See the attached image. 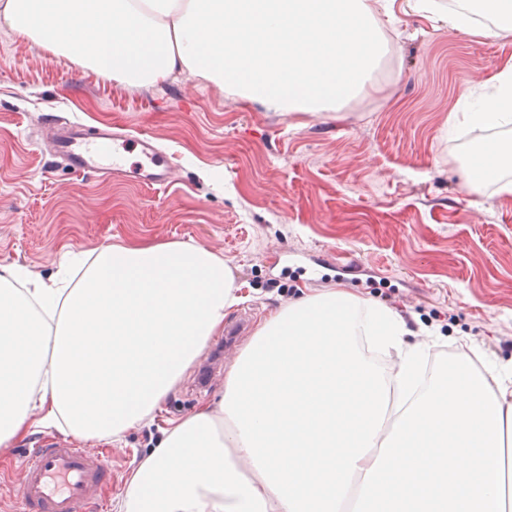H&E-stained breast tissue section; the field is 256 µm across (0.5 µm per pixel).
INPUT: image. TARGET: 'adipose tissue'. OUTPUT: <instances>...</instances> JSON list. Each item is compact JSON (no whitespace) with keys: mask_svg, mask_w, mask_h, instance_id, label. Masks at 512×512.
I'll list each match as a JSON object with an SVG mask.
<instances>
[{"mask_svg":"<svg viewBox=\"0 0 512 512\" xmlns=\"http://www.w3.org/2000/svg\"><path fill=\"white\" fill-rule=\"evenodd\" d=\"M491 23L478 24L481 15ZM449 31L512 32V0H463ZM0 27L128 87L185 73L272 112H336L384 54L369 0H0ZM464 119L512 126V66ZM512 169L495 140L464 164ZM80 279L20 288L0 267V454L35 422L118 442L152 422L241 297L223 257L183 242L102 246ZM343 288L278 306L224 394L170 421L115 512H512V362L459 353L416 390L430 341Z\"/></svg>","mask_w":512,"mask_h":512,"instance_id":"ef3b65f1","label":"adipose tissue"}]
</instances>
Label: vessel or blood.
<instances>
[{
    "label": "vessel or blood",
    "instance_id": "1",
    "mask_svg": "<svg viewBox=\"0 0 512 512\" xmlns=\"http://www.w3.org/2000/svg\"><path fill=\"white\" fill-rule=\"evenodd\" d=\"M48 141L53 156L77 177L125 176L158 188L173 180L170 162L145 134L133 137L117 127L58 120L49 129ZM22 469L19 512H84L112 476L103 454L61 440L33 449Z\"/></svg>",
    "mask_w": 512,
    "mask_h": 512
}]
</instances>
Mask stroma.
Returning a JSON list of instances; mask_svg holds the SVG:
<instances>
[{
    "label": "stroma",
    "mask_w": 512,
    "mask_h": 512,
    "mask_svg": "<svg viewBox=\"0 0 512 512\" xmlns=\"http://www.w3.org/2000/svg\"><path fill=\"white\" fill-rule=\"evenodd\" d=\"M435 12L394 0L377 11L388 52L365 91L341 111L284 114L226 96L186 74L130 88L0 30V266L50 282L70 258L106 245L184 242L222 256L240 303L258 325L304 292L343 288L394 306L411 326L438 327L439 361L475 349L512 360V194L491 182L465 187L472 144L512 132L460 127L470 86L512 65V33L450 34ZM148 133L171 156L174 181L153 190L120 179L69 175L45 146L51 114ZM343 253L363 273L305 280L281 275L280 249ZM216 336L155 420L101 442L112 481L90 512L113 504L168 419L210 403L245 346L222 356ZM37 427L0 456V512L21 478V457L55 435Z\"/></svg>",
    "instance_id": "35a3bbf8"
}]
</instances>
